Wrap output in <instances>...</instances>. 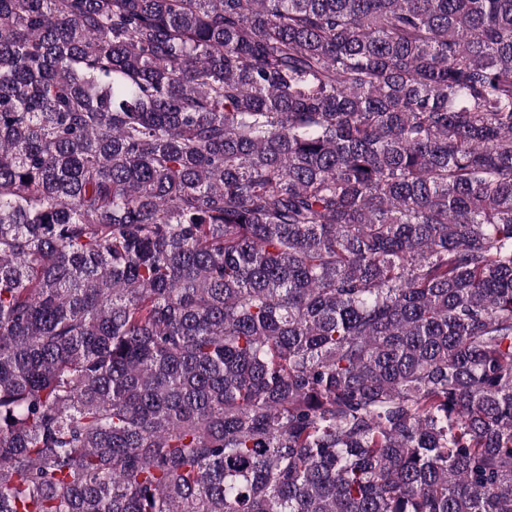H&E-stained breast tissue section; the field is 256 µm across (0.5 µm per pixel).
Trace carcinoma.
<instances>
[{"label": "carcinoma", "mask_w": 512, "mask_h": 512, "mask_svg": "<svg viewBox=\"0 0 512 512\" xmlns=\"http://www.w3.org/2000/svg\"><path fill=\"white\" fill-rule=\"evenodd\" d=\"M0 512H512V0H0Z\"/></svg>", "instance_id": "carcinoma-1"}]
</instances>
